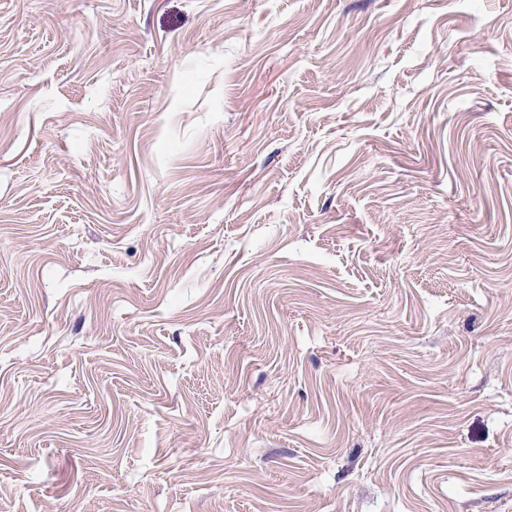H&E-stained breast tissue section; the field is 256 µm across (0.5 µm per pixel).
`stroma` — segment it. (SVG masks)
I'll return each instance as SVG.
<instances>
[{"mask_svg":"<svg viewBox=\"0 0 512 512\" xmlns=\"http://www.w3.org/2000/svg\"><path fill=\"white\" fill-rule=\"evenodd\" d=\"M0 512H512V0H0Z\"/></svg>","mask_w":512,"mask_h":512,"instance_id":"obj_1","label":"stroma"}]
</instances>
